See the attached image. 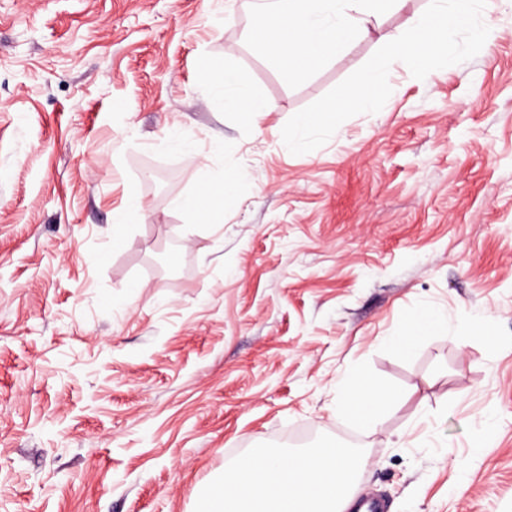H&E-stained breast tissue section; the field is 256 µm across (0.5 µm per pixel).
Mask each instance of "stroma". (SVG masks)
Returning a JSON list of instances; mask_svg holds the SVG:
<instances>
[{"label": "stroma", "instance_id": "1", "mask_svg": "<svg viewBox=\"0 0 512 512\" xmlns=\"http://www.w3.org/2000/svg\"><path fill=\"white\" fill-rule=\"evenodd\" d=\"M251 4L0 0V512H195L239 458L329 441L386 512H512V0L301 155L286 122L429 0L299 79ZM204 59L271 112L225 110ZM236 173L223 223L179 207ZM356 371L401 394L371 433L336 414ZM440 326L437 314L431 309L416 312L410 320L408 328L398 336H392V346L402 354H409L415 345V337L435 331Z\"/></svg>", "mask_w": 512, "mask_h": 512}]
</instances>
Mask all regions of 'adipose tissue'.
<instances>
[{"label":"adipose tissue","mask_w":512,"mask_h":512,"mask_svg":"<svg viewBox=\"0 0 512 512\" xmlns=\"http://www.w3.org/2000/svg\"><path fill=\"white\" fill-rule=\"evenodd\" d=\"M400 0H255L253 35L291 77L298 78L325 58L342 53L363 36L369 18L394 10ZM296 20L289 34L280 29L281 17ZM201 76L226 109L258 121L272 106L257 90L244 86L230 70L202 66ZM235 179L205 186L181 206L193 217L212 224L224 221V206L233 200ZM213 197L202 205V196ZM389 387L356 373L336 386V411L365 431L375 430L397 401ZM361 458L342 448L312 454H261L238 461L224 475L222 490L206 496L197 512H348L355 500Z\"/></svg>","instance_id":"adipose-tissue-1"}]
</instances>
